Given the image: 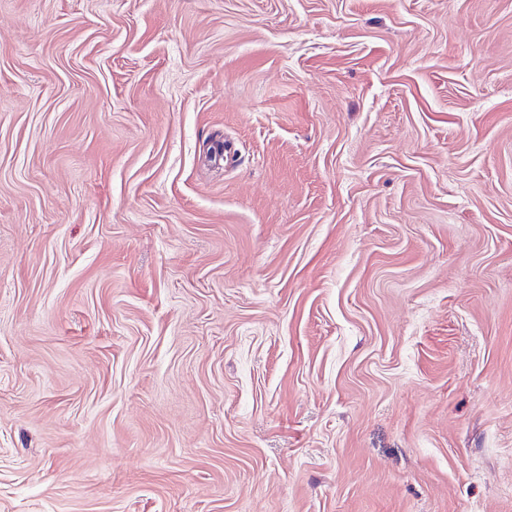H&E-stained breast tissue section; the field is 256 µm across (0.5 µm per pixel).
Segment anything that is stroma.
Here are the masks:
<instances>
[{
  "label": "stroma",
  "instance_id": "obj_1",
  "mask_svg": "<svg viewBox=\"0 0 512 512\" xmlns=\"http://www.w3.org/2000/svg\"><path fill=\"white\" fill-rule=\"evenodd\" d=\"M0 512H512V0H0Z\"/></svg>",
  "mask_w": 512,
  "mask_h": 512
}]
</instances>
